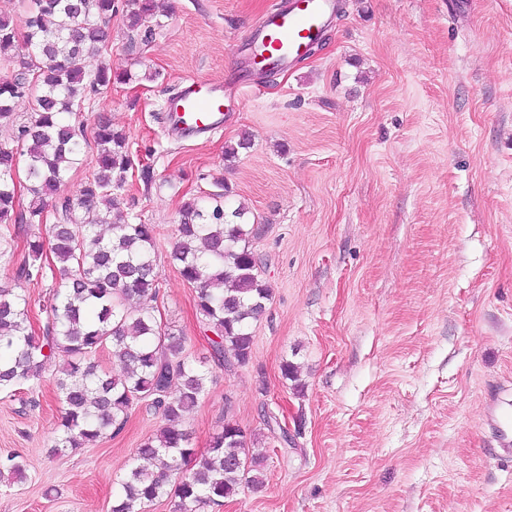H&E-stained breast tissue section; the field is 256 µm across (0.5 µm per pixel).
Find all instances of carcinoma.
<instances>
[{
    "mask_svg": "<svg viewBox=\"0 0 512 512\" xmlns=\"http://www.w3.org/2000/svg\"><path fill=\"white\" fill-rule=\"evenodd\" d=\"M116 0H24L20 22L0 16V124L15 121V104L30 99L19 126L27 143L25 175L29 207L16 210V152L0 145V224L40 222L48 199L60 200L48 240L24 244L26 279L42 278L44 256L54 259L52 289L43 312L45 333L33 332L30 299L0 287V391L42 377L55 353L63 356L58 378L62 433L54 450L97 442L109 429L119 432L141 404L164 422L136 449L111 512H140L169 495L178 512H208L242 486L263 484V458L249 453L251 436L226 423L201 457L189 447L186 415L206 390L205 362L184 352L182 339L168 331L154 309L138 304L157 287V227L136 224L119 209L114 191L132 168L126 135L102 118L93 128L98 152L80 196L61 197L70 172L83 161L85 139L71 122L95 93L131 80L128 73L94 64L106 48L104 23ZM130 29L155 15V0H126ZM223 191L183 204L170 259L195 286L202 323L214 334L211 359L218 367L246 364L251 356L250 323L271 299L247 225L226 219ZM107 224L111 236L100 227ZM112 348L124 366L112 376L98 370L96 354ZM25 477L19 455L0 458V477Z\"/></svg>",
    "mask_w": 512,
    "mask_h": 512,
    "instance_id": "carcinoma-1",
    "label": "carcinoma"
}]
</instances>
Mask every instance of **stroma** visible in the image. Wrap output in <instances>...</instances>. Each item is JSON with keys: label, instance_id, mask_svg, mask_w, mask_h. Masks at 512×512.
I'll return each instance as SVG.
<instances>
[{"label": "stroma", "instance_id": "35a3bbf8", "mask_svg": "<svg viewBox=\"0 0 512 512\" xmlns=\"http://www.w3.org/2000/svg\"><path fill=\"white\" fill-rule=\"evenodd\" d=\"M272 2L157 0L134 31L114 12L98 61L133 79L76 115L88 161L98 118L127 137L121 207L159 232L144 303L193 357L208 341L168 258L179 211L220 179L227 209H246L272 297L248 363L213 369L184 427L200 455L225 423L254 434L264 485L213 512H512V457L487 418L491 400L512 403V0H342L322 48L257 79L222 128L168 134L171 89L230 85L237 44ZM245 134L250 149L225 160ZM45 233L0 224L16 260ZM16 260L0 261V284L24 288L43 334L53 280H18ZM58 365L39 388L0 393V456L26 468L0 478V512H110L128 459L163 425L140 405L119 434L53 451Z\"/></svg>", "mask_w": 512, "mask_h": 512}]
</instances>
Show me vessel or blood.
Returning <instances> with one entry per match:
<instances>
[{
    "mask_svg": "<svg viewBox=\"0 0 512 512\" xmlns=\"http://www.w3.org/2000/svg\"><path fill=\"white\" fill-rule=\"evenodd\" d=\"M335 11L336 0H276L247 36L252 65L294 61L323 32ZM167 110L169 126L177 132L211 130L224 123V97L210 81L188 79ZM492 418L499 426L501 447L512 449V409H494Z\"/></svg>",
    "mask_w": 512,
    "mask_h": 512,
    "instance_id": "obj_1",
    "label": "vessel or blood"
}]
</instances>
